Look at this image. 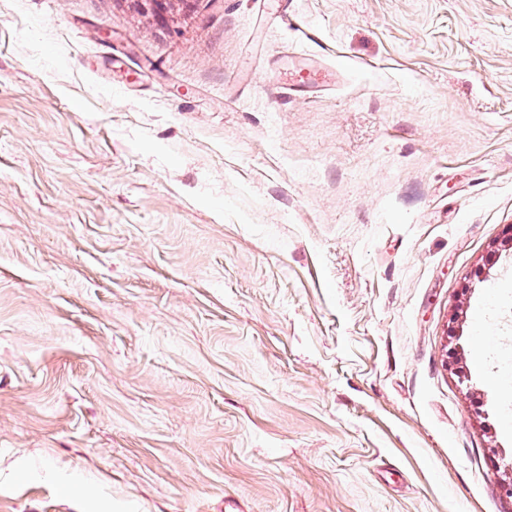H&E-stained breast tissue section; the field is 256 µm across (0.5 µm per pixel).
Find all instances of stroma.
<instances>
[{"label": "stroma", "instance_id": "stroma-1", "mask_svg": "<svg viewBox=\"0 0 512 512\" xmlns=\"http://www.w3.org/2000/svg\"><path fill=\"white\" fill-rule=\"evenodd\" d=\"M284 8L0 0V512H512V0Z\"/></svg>", "mask_w": 512, "mask_h": 512}]
</instances>
